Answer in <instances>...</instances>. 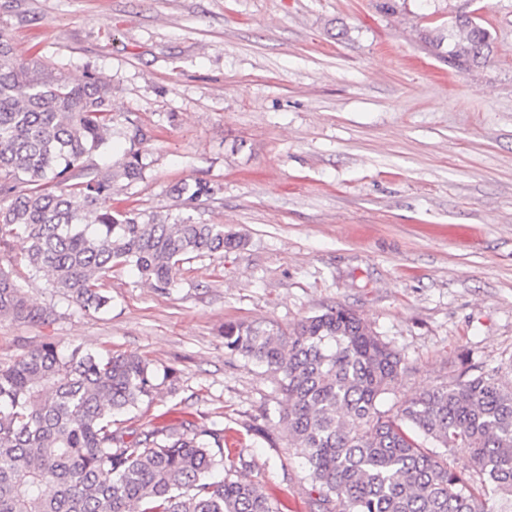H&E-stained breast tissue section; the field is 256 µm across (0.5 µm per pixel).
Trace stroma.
Returning a JSON list of instances; mask_svg holds the SVG:
<instances>
[{"instance_id":"35a3bbf8","label":"stroma","mask_w":512,"mask_h":512,"mask_svg":"<svg viewBox=\"0 0 512 512\" xmlns=\"http://www.w3.org/2000/svg\"><path fill=\"white\" fill-rule=\"evenodd\" d=\"M0 0L21 60L112 86L116 134L139 126L142 179L114 211L223 225L240 248L183 263L160 292L129 268L109 309L55 294L22 240L0 250L45 321L0 318V368L53 342L145 359L140 427L216 423L239 479L278 512H316L266 368L224 350V325L287 331L355 312L404 369L378 404L479 374L512 382V0ZM490 31L485 65L449 72L423 40L464 4ZM210 183L180 206L174 188Z\"/></svg>"}]
</instances>
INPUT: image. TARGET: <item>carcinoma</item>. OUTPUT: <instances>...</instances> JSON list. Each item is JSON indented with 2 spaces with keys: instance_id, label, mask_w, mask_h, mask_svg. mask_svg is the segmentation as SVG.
Returning a JSON list of instances; mask_svg holds the SVG:
<instances>
[{
  "instance_id": "obj_1",
  "label": "carcinoma",
  "mask_w": 512,
  "mask_h": 512,
  "mask_svg": "<svg viewBox=\"0 0 512 512\" xmlns=\"http://www.w3.org/2000/svg\"><path fill=\"white\" fill-rule=\"evenodd\" d=\"M448 67L488 62L491 33L460 10L448 29ZM112 86L79 81L40 60L20 62L0 33V248L27 243V260L58 295L85 310L110 305L104 279L131 267L158 290L180 264L241 240L222 224L158 213H114L115 185L142 178L133 143L104 169L85 164L112 141ZM191 203L209 185L175 188ZM0 316L37 323L47 311L0 270ZM224 349L278 377L290 447L302 455L318 512H485L491 489L512 499V387L480 374L425 390L392 415L377 408L403 370L400 354L354 312L331 308L286 333L224 325ZM149 364L53 343L0 368V512H275L259 485L212 473L224 465L217 425L117 427L151 402ZM470 448L458 468L426 447Z\"/></svg>"
}]
</instances>
